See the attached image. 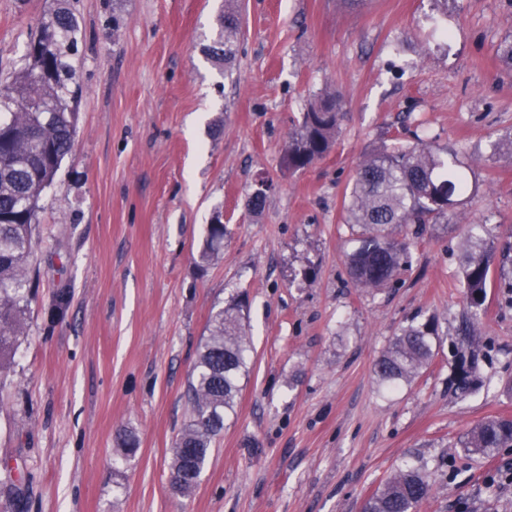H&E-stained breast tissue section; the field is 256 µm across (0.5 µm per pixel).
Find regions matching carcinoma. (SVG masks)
<instances>
[{"label": "carcinoma", "instance_id": "carcinoma-1", "mask_svg": "<svg viewBox=\"0 0 512 512\" xmlns=\"http://www.w3.org/2000/svg\"><path fill=\"white\" fill-rule=\"evenodd\" d=\"M218 30L206 47L209 59L230 65L242 33L238 0H224ZM78 21L67 0H57L44 16L28 45L30 63L0 87V370L7 367L17 339L23 335V314L37 284L33 266L34 230L40 200L55 184L64 159L71 154L78 128L76 67ZM345 113L334 95H324L303 113L288 137L283 160L301 170L332 148ZM468 165L448 148L432 143L403 145L393 137L366 157L345 194V223L353 248L348 273L359 288L381 290L397 282L409 262V240L448 219L470 196ZM225 225H207L198 252L204 267L220 254ZM486 226L471 224L461 256L463 300L471 323L482 320L487 288L491 287ZM243 308L231 303L210 318L209 336L188 382L191 420L178 435L170 465L175 491L190 493L200 480L212 442L235 411L238 381L248 369L251 344L242 324ZM433 320L402 327L378 357L374 373L386 392L410 382L429 366L437 350ZM479 349L460 355L452 381L455 389H470ZM115 443L122 460L130 462L138 446L136 432L120 428ZM512 447V419L491 418L460 440L468 455L489 457ZM430 473L422 466L399 468L367 498L363 512H416L429 497ZM27 504L25 487L9 480L0 493V512H21Z\"/></svg>", "mask_w": 512, "mask_h": 512}]
</instances>
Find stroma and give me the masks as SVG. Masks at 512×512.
<instances>
[{"mask_svg": "<svg viewBox=\"0 0 512 512\" xmlns=\"http://www.w3.org/2000/svg\"><path fill=\"white\" fill-rule=\"evenodd\" d=\"M224 0H68L79 21L78 134L40 202L36 294L0 373V483L29 480L26 512H359L400 467L425 466L418 512H512V448L460 438L512 418V290L492 288L463 332L459 256L486 225L493 278L512 242V0H243L232 77L203 52ZM56 0H0V83ZM340 95L331 152L291 172L289 132ZM459 153L477 187L410 247L394 288L350 281L342 198L401 124ZM271 188L258 213L247 200ZM218 259L194 261L214 213ZM68 289L63 315L53 295ZM245 301L253 352L235 413L192 493L169 485L190 418L189 372L210 316ZM435 320L432 363L392 393L374 363L411 320ZM479 347L475 383L450 384ZM136 431L125 465L117 429ZM512 447V419L491 418L471 429L460 439V448L468 455L493 456Z\"/></svg>", "mask_w": 512, "mask_h": 512, "instance_id": "obj_1", "label": "stroma"}]
</instances>
